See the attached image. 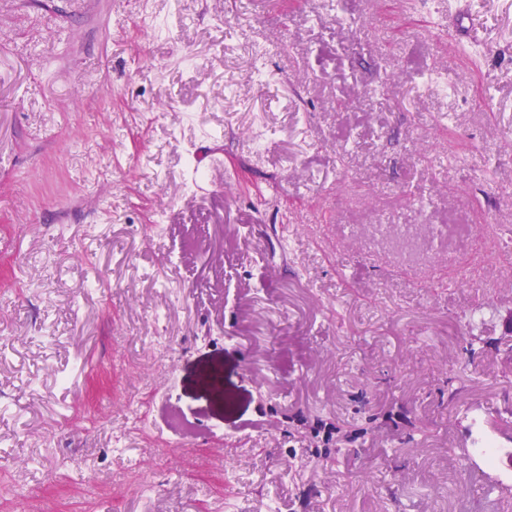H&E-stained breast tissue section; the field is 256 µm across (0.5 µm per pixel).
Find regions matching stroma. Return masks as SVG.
<instances>
[{"label":"stroma","mask_w":512,"mask_h":512,"mask_svg":"<svg viewBox=\"0 0 512 512\" xmlns=\"http://www.w3.org/2000/svg\"><path fill=\"white\" fill-rule=\"evenodd\" d=\"M504 224L512 0H0V512H512Z\"/></svg>","instance_id":"35a3bbf8"}]
</instances>
